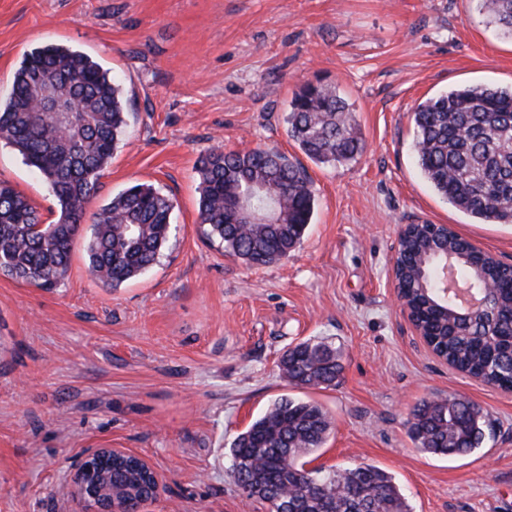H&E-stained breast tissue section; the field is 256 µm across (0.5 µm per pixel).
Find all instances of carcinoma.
Here are the masks:
<instances>
[{"label": "carcinoma", "mask_w": 512, "mask_h": 512, "mask_svg": "<svg viewBox=\"0 0 512 512\" xmlns=\"http://www.w3.org/2000/svg\"><path fill=\"white\" fill-rule=\"evenodd\" d=\"M479 11L512 37V0H476ZM76 104L66 120L48 111L37 89ZM120 90L101 65L62 45L27 53L0 100V142L15 148L52 190L56 221L41 223L27 197L0 183V274L50 289L62 284L71 242L104 170L127 134ZM416 163L448 203L483 223L512 224V87L461 86L413 110ZM288 135L312 161L336 167L358 156L365 141L345 99L320 84H302L286 118ZM198 223L224 253L249 266L287 258L311 224L315 197L306 170L275 148L214 149L196 164ZM173 200L150 184L112 197L90 224V273L116 288L159 262L171 235ZM468 241L434 224H412L400 235V288L417 328L455 369L512 390V266L473 255ZM454 254L459 288L498 284L492 312L459 315L457 292L444 282ZM280 369L294 388L330 386L341 372L339 352L308 339L288 348ZM488 414L456 396L424 399L411 411L408 434L416 447L441 456L480 447ZM333 421L323 406L290 395L276 399L231 443L232 473L248 497L270 512H413L394 478L373 465L306 468ZM139 478L112 485L117 500L142 497Z\"/></svg>", "instance_id": "obj_1"}]
</instances>
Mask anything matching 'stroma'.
I'll return each mask as SVG.
<instances>
[{"label":"stroma","instance_id":"1","mask_svg":"<svg viewBox=\"0 0 512 512\" xmlns=\"http://www.w3.org/2000/svg\"><path fill=\"white\" fill-rule=\"evenodd\" d=\"M45 43L97 61L127 103L128 135L89 213L150 183L174 202L173 235L114 290L90 275L82 235L58 288L0 275V512H79L71 465L101 446L156 472L141 512H268L236 485L229 447L293 392L279 361L310 338L343 366L334 386L298 392L334 421L315 466H378L414 512H512V392L436 357L391 276L401 228L424 221L512 262V226L458 211L413 161L418 103L461 84L512 87V39L475 0H0V98ZM307 81L348 102L366 143L356 161L315 163L289 138ZM259 146L302 164L315 208L300 247L253 268L203 239L195 166ZM0 181L57 219L49 186L3 143ZM451 394L487 412L482 448H416L414 405Z\"/></svg>","mask_w":512,"mask_h":512}]
</instances>
